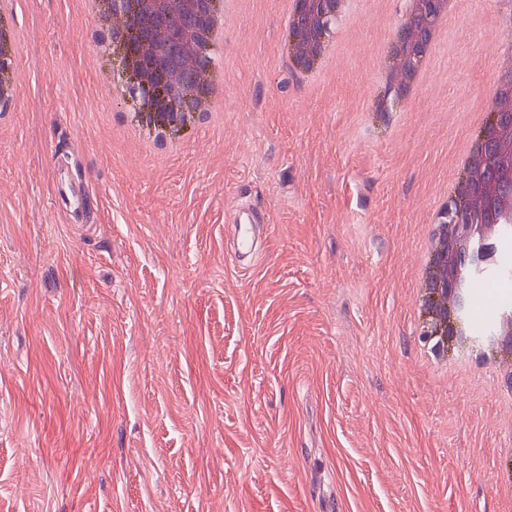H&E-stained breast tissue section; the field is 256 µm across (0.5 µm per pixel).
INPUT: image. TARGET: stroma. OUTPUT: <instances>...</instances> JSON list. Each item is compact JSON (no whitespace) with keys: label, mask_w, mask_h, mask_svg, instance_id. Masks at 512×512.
Masks as SVG:
<instances>
[{"label":"stroma","mask_w":512,"mask_h":512,"mask_svg":"<svg viewBox=\"0 0 512 512\" xmlns=\"http://www.w3.org/2000/svg\"><path fill=\"white\" fill-rule=\"evenodd\" d=\"M290 2L235 0L215 116L158 158L103 93L83 0L13 4L0 512H512V402L496 369H433L416 305L420 244L512 55L495 0H468L420 96L383 112L406 0H344L308 72ZM240 200L271 226L247 273ZM288 47L295 61L302 67L314 64L319 56L320 45L302 28L289 31ZM224 222L234 224L235 227L232 248L234 266L241 271L251 270L255 265L253 253L255 226L264 223L261 212L251 205H237L225 215Z\"/></svg>","instance_id":"obj_1"}]
</instances>
